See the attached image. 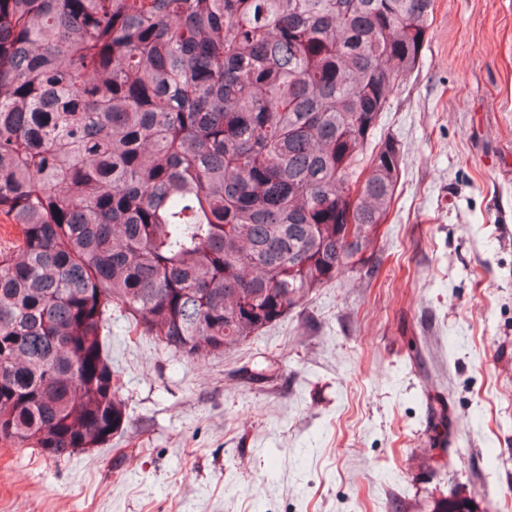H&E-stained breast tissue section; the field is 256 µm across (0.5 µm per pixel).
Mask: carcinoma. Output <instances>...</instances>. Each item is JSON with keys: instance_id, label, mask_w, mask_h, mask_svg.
<instances>
[{"instance_id": "1", "label": "carcinoma", "mask_w": 512, "mask_h": 512, "mask_svg": "<svg viewBox=\"0 0 512 512\" xmlns=\"http://www.w3.org/2000/svg\"><path fill=\"white\" fill-rule=\"evenodd\" d=\"M434 0H0V440L124 429L112 306L221 354L365 266Z\"/></svg>"}]
</instances>
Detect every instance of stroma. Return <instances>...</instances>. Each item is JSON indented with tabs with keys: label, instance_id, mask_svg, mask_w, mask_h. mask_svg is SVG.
<instances>
[{
	"label": "stroma",
	"instance_id": "35a3bbf8",
	"mask_svg": "<svg viewBox=\"0 0 512 512\" xmlns=\"http://www.w3.org/2000/svg\"><path fill=\"white\" fill-rule=\"evenodd\" d=\"M380 127L401 178L368 265L200 360L113 311L123 433L0 440V512H512V0H435Z\"/></svg>",
	"mask_w": 512,
	"mask_h": 512
}]
</instances>
